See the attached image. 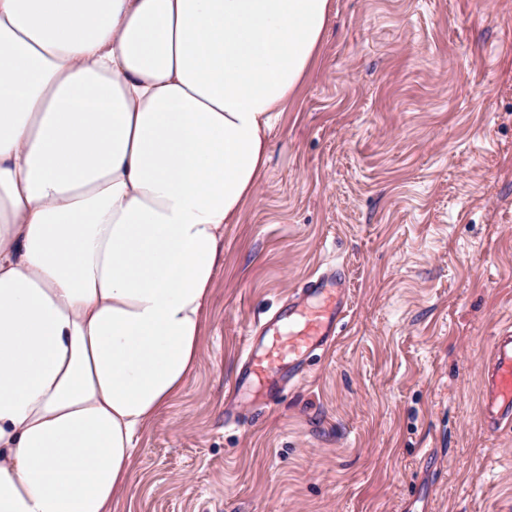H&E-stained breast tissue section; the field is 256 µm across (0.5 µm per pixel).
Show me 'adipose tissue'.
<instances>
[{"instance_id":"ef3b65f1","label":"adipose tissue","mask_w":512,"mask_h":512,"mask_svg":"<svg viewBox=\"0 0 512 512\" xmlns=\"http://www.w3.org/2000/svg\"><path fill=\"white\" fill-rule=\"evenodd\" d=\"M331 0H0V512H112Z\"/></svg>"}]
</instances>
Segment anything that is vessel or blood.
<instances>
[{
  "instance_id": "b4317fda",
  "label": "vessel or blood",
  "mask_w": 512,
  "mask_h": 512,
  "mask_svg": "<svg viewBox=\"0 0 512 512\" xmlns=\"http://www.w3.org/2000/svg\"><path fill=\"white\" fill-rule=\"evenodd\" d=\"M302 298L281 311L275 322L264 325L269 335L264 351L250 350L240 387L255 378L295 379L313 353L334 339L339 317L344 310V289L340 275L322 273L309 278L301 290ZM290 325L280 332L279 322ZM485 411L492 424L512 421V333L504 332L494 341L487 365Z\"/></svg>"
}]
</instances>
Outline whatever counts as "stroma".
<instances>
[{"instance_id": "35a3bbf8", "label": "stroma", "mask_w": 512, "mask_h": 512, "mask_svg": "<svg viewBox=\"0 0 512 512\" xmlns=\"http://www.w3.org/2000/svg\"><path fill=\"white\" fill-rule=\"evenodd\" d=\"M336 269L334 342L275 402L232 399L251 330ZM507 329L512 0H333L115 512H512V425L483 402Z\"/></svg>"}]
</instances>
